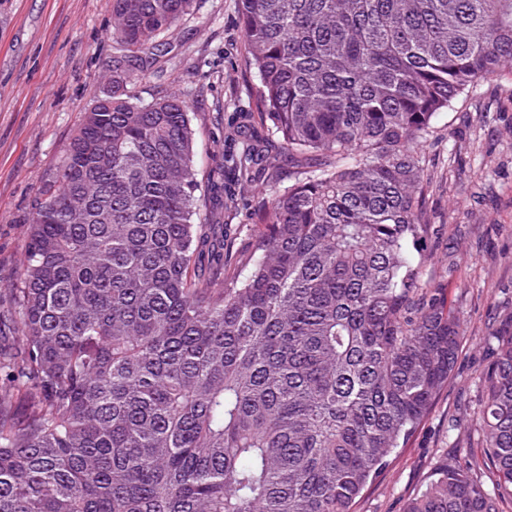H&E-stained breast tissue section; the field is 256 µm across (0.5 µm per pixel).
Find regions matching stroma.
I'll return each instance as SVG.
<instances>
[{"label":"stroma","mask_w":512,"mask_h":512,"mask_svg":"<svg viewBox=\"0 0 512 512\" xmlns=\"http://www.w3.org/2000/svg\"><path fill=\"white\" fill-rule=\"evenodd\" d=\"M163 71L134 84L141 101L177 91L188 66L207 72L190 96L195 167L215 165L224 127L256 83L246 72L236 0H198L168 36ZM112 68V0H0V351L18 349L10 290L20 278L23 219L55 187L68 146ZM420 155L425 257L411 308L440 304L461 319L454 369L429 414L368 486L354 512H404L440 465L468 459L478 477L482 380L495 334L512 317V74L484 81L439 114Z\"/></svg>","instance_id":"1"}]
</instances>
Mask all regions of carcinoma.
<instances>
[{
  "mask_svg": "<svg viewBox=\"0 0 512 512\" xmlns=\"http://www.w3.org/2000/svg\"><path fill=\"white\" fill-rule=\"evenodd\" d=\"M195 5L112 0V89L28 218L0 512H351L453 370L459 318L408 307L418 145L512 63V0H237L258 82L202 194L190 91H130ZM496 341L480 420L498 481L442 465L405 512L512 499V323Z\"/></svg>",
  "mask_w": 512,
  "mask_h": 512,
  "instance_id": "cac0c4a2",
  "label": "carcinoma"
}]
</instances>
